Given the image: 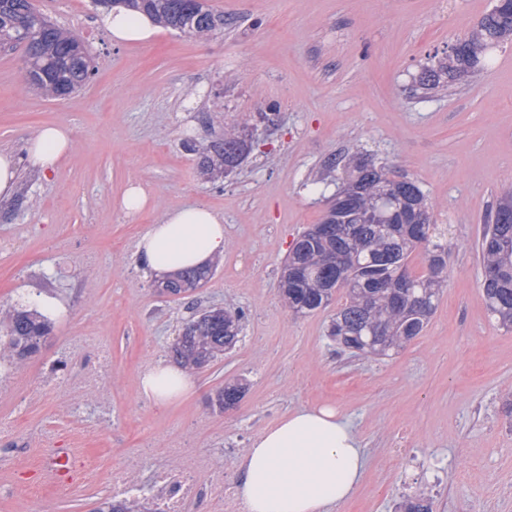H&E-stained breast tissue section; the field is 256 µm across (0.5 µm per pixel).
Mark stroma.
I'll list each match as a JSON object with an SVG mask.
<instances>
[{
    "label": "stroma",
    "instance_id": "obj_1",
    "mask_svg": "<svg viewBox=\"0 0 512 512\" xmlns=\"http://www.w3.org/2000/svg\"><path fill=\"white\" fill-rule=\"evenodd\" d=\"M229 24L199 41L161 30L146 45H116L94 0H34L49 21L79 33L94 75L53 100L25 90V54L0 53V148L21 151L39 127L64 123L74 150L50 175L21 170L19 196L0 217V304L54 298L66 312L39 351L10 367L0 392V512H94L111 496L113 467L210 459L240 482L252 440L285 414L333 406L358 435L366 467L353 496L331 512H396L432 498L434 512H512V331L487 313L476 248L484 217L512 188V40L492 67L447 90L412 89L431 59L467 36L494 0H210ZM274 112L233 175H199L182 147L222 137L233 120ZM357 156L413 178L434 202L449 241L437 310L421 336L386 357L340 351L326 327L335 306L309 316L284 307L278 284L296 238L318 223L338 186L334 158ZM150 199L129 214L114 201L129 183ZM199 204L223 219L227 245L213 277L187 298L159 296L136 244L162 214ZM243 312L241 339L193 373L180 401L156 405L139 378L171 362L183 323L206 308ZM109 347L106 393L79 395L80 414L45 383L63 362L72 377L95 358L66 354L72 338ZM242 385L237 408L209 397ZM96 437L75 447L76 481L42 488L45 435L72 445L77 418ZM184 454L172 455L173 443Z\"/></svg>",
    "mask_w": 512,
    "mask_h": 512
}]
</instances>
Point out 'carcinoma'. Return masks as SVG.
<instances>
[{
  "label": "carcinoma",
  "instance_id": "carcinoma-1",
  "mask_svg": "<svg viewBox=\"0 0 512 512\" xmlns=\"http://www.w3.org/2000/svg\"><path fill=\"white\" fill-rule=\"evenodd\" d=\"M117 1L152 15L166 27L206 40L226 25L206 0H96L108 8ZM479 31L450 47L422 69L416 80L424 94L448 87L493 61L498 44L512 36V0H495L478 22ZM79 35L55 27L37 12L32 0H0V50L21 45L25 49L31 80L27 87L62 99L80 88L91 74L87 48H78ZM249 120L224 127V135L199 149L197 169L211 179L227 176L241 166L251 149ZM345 176L336 191V207L326 211L323 224L331 234L315 236L304 231L295 241L285 265L296 266L298 282H279V294L288 311L307 316L327 308L336 293L345 302L331 319L328 336L359 356L385 355L420 336L437 306L442 274L447 268L448 244L433 224V203L412 179L395 178L383 167L348 159ZM422 247L427 271L410 272L408 260ZM482 260L481 287L489 315L512 330V189L503 192L478 240ZM214 268L189 269L168 277V296L202 287ZM52 321L22 303L0 306V365H17L36 354L41 340L51 332ZM241 314L230 309L203 310L179 330L171 346L172 357L183 368L207 367L225 345L238 342ZM241 395L238 385L216 393L214 406ZM401 512H433V501L411 497Z\"/></svg>",
  "mask_w": 512,
  "mask_h": 512
}]
</instances>
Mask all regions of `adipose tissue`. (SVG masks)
<instances>
[{
  "mask_svg": "<svg viewBox=\"0 0 512 512\" xmlns=\"http://www.w3.org/2000/svg\"><path fill=\"white\" fill-rule=\"evenodd\" d=\"M101 23L121 45L150 43L160 31L153 16L121 7L102 15ZM73 148L72 129L54 124L28 137L24 158L0 149V200L14 198L21 165L45 177ZM225 247L220 218L208 207L191 205L167 211L138 240L136 256L147 270L165 273L207 266ZM190 386L182 368L160 362L140 377L141 393L160 405L178 400ZM240 468L239 492L249 512H327L354 494L365 457L350 424L322 406L290 412L266 428L247 448Z\"/></svg>",
  "mask_w": 512,
  "mask_h": 512,
  "instance_id": "obj_1",
  "label": "adipose tissue"
}]
</instances>
